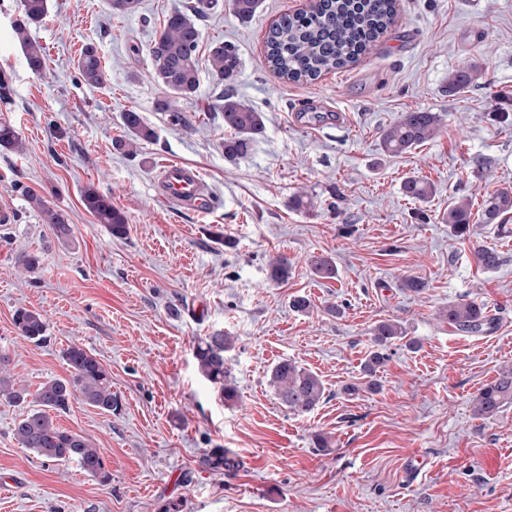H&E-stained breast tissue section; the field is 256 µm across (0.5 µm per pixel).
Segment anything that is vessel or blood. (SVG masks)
Wrapping results in <instances>:
<instances>
[{"instance_id":"obj_1","label":"vessel or blood","mask_w":512,"mask_h":512,"mask_svg":"<svg viewBox=\"0 0 512 512\" xmlns=\"http://www.w3.org/2000/svg\"><path fill=\"white\" fill-rule=\"evenodd\" d=\"M155 187L163 202L179 208L201 212L210 203L199 172L179 162H168L160 168Z\"/></svg>"}]
</instances>
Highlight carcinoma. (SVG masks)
I'll list each match as a JSON object with an SVG mask.
<instances>
[{
    "label": "carcinoma",
    "mask_w": 512,
    "mask_h": 512,
    "mask_svg": "<svg viewBox=\"0 0 512 512\" xmlns=\"http://www.w3.org/2000/svg\"><path fill=\"white\" fill-rule=\"evenodd\" d=\"M219 0H192L184 9L168 16L163 29L156 34L148 48L151 75L163 88L164 96L157 102V109L168 115L175 126L189 127L183 102L191 99L199 87L197 50L202 33L198 21L218 6ZM233 11L244 21L254 16L260 0H231ZM48 13V0H21V18L14 24L15 38L21 46L27 65L36 74L46 69L45 47L33 40L30 29L40 25ZM395 0H316L310 12L286 14L269 29L266 52L269 62L278 75L292 82L317 80L322 74L342 69L355 62L395 22ZM210 70L224 84L226 92L219 97L216 111L224 121V128L233 136L223 143L224 155L240 156L250 145L265 134L263 113L247 105L233 93L241 67V59L234 45L213 42L209 46ZM80 81L100 88L106 83V71L95 45H85L78 60ZM478 77L475 67L458 70L448 78L450 91L468 87ZM124 136L115 140V150L135 155L144 142L156 139V131L146 124L139 113L128 110L121 115ZM442 118L438 112H405L400 119L382 132V150L388 154L405 153L435 138L441 131ZM0 148L23 151L22 141L15 128L0 123ZM403 194L415 201L426 202L434 193L431 183L417 178H407ZM29 207L38 212L44 223L51 226L56 239L67 244L72 240V227L63 213L51 207L47 200L33 190L25 191ZM83 204L97 222L105 225L115 237L128 232L126 214L112 205V199L89 188L83 194ZM486 224H497L512 213V187L489 192L481 203ZM471 204L457 199L448 205L445 223L456 236H463L470 225ZM474 261L484 270L497 267L500 256L493 248L482 247L474 253ZM311 273L322 280L336 278L334 261L324 255L309 260ZM291 264L288 257L280 256L268 265L269 279L283 282L288 279ZM439 318L464 333H480L490 328L492 318L484 307L475 302L450 301L439 311ZM14 326L18 336L34 345L47 339L48 324L36 311L21 308L15 312ZM401 324L382 321L372 332L374 350L365 362V373L376 374L388 359L387 348L402 338ZM231 340L216 333L198 340L194 357L202 375L218 386L226 401L237 398L235 387L228 383L224 352ZM69 376L52 378L30 393L17 383L8 369L9 359L0 354V402L22 406L26 411L16 419L12 435L20 447L34 453L44 463L53 466L71 463L84 473L106 481L102 449L87 437L59 427L54 416L70 409L72 403L81 401L106 413L119 409V400L112 393L108 372L94 355L79 345L64 351ZM270 385L275 394L297 414L311 412L323 399L325 388L313 372L291 360L278 362L271 370ZM475 414L491 419L512 406V368L498 372L493 381L478 390L473 398ZM201 464L216 473L233 472L239 461L225 448H211L201 457Z\"/></svg>",
    "instance_id": "cac0c4a2"
}]
</instances>
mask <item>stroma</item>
Segmentation results:
<instances>
[{
    "label": "stroma",
    "instance_id": "1",
    "mask_svg": "<svg viewBox=\"0 0 512 512\" xmlns=\"http://www.w3.org/2000/svg\"><path fill=\"white\" fill-rule=\"evenodd\" d=\"M200 22V85L183 108L191 127L171 125L156 102L147 49L164 20L187 0H140L117 16L109 0H48L31 36L49 56L33 73L13 26L21 0H0V121L12 124L23 152L0 148V205L15 222L0 228V353L29 392L69 368L63 352L94 353L112 380L121 410L80 402L58 415L63 429L103 448V482L76 465L43 464L20 448L12 428L21 409L0 402V512H512V407L477 418L472 399L498 371L512 367V238L484 223L479 205L512 187V0H397V22L372 51L309 83L281 79L266 59L265 37L284 14L310 0H262L240 20L230 0ZM236 46L238 98L265 116L266 132L244 155L226 158L224 122L214 112L222 86L212 74L210 43ZM94 44L108 83L78 79L76 62ZM478 65L479 78L457 93L448 78ZM313 97L333 109L317 121L296 112ZM138 112L156 133L137 155L117 152L121 114ZM442 113L439 135L401 155L381 148L402 113ZM199 169L210 209L164 203L155 179L162 164ZM422 178L436 188L426 203L402 193ZM125 212L126 237L112 236L82 204L86 186ZM34 190L73 227L60 244L29 209ZM306 191L313 211L289 208ZM474 206L469 232L453 236L443 218L451 198ZM223 231L224 241L213 234ZM232 247H225V240ZM491 247L497 268H478L473 253ZM36 253L35 273L20 271ZM292 263L287 281L268 280L269 259ZM331 257L335 279L313 276L308 260ZM413 276L423 292L402 288ZM314 309L294 311V296ZM485 306L493 323L466 334L442 321L453 300ZM339 314H332L331 306ZM40 312L48 341L18 338L17 309ZM394 320L405 340L388 348L377 390L365 389L362 365L371 330ZM223 333L238 391L234 404L198 371V338ZM289 359L314 372L325 394L294 414L269 383ZM351 384L359 394L346 393ZM326 437L328 449L317 448ZM222 446L241 467L202 469L199 457ZM421 459L418 478L408 461Z\"/></svg>",
    "mask_w": 512,
    "mask_h": 512
}]
</instances>
